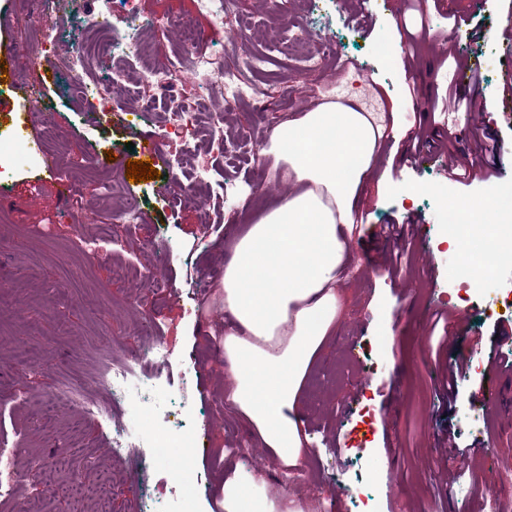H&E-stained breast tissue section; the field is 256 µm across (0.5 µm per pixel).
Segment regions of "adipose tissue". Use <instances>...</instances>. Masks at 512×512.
<instances>
[{"mask_svg":"<svg viewBox=\"0 0 512 512\" xmlns=\"http://www.w3.org/2000/svg\"><path fill=\"white\" fill-rule=\"evenodd\" d=\"M385 135L383 113L335 101L291 114L261 152L289 191L232 241L224 265L225 401L289 467L306 454L297 396L336 326L347 234ZM490 237L512 250V228L500 224L460 225L451 243L470 264Z\"/></svg>","mask_w":512,"mask_h":512,"instance_id":"obj_1","label":"adipose tissue"}]
</instances>
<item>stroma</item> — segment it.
Segmentation results:
<instances>
[{
	"instance_id": "stroma-1",
	"label": "stroma",
	"mask_w": 512,
	"mask_h": 512,
	"mask_svg": "<svg viewBox=\"0 0 512 512\" xmlns=\"http://www.w3.org/2000/svg\"><path fill=\"white\" fill-rule=\"evenodd\" d=\"M195 0H141L144 15L165 14L174 25L149 34L158 61L190 66V43L181 26L207 31L217 57L261 54L268 63L255 79L261 103L231 110L235 131L268 140L289 113L306 112L334 86L341 99L393 115L403 134L420 131L440 139L448 128L465 137L495 140L486 157L494 177L450 180V157L441 150L419 161L400 162L403 144L386 141L371 179L361 190L362 220L350 243L352 261L342 285L336 331L311 361L299 391L298 412L308 435L301 468L287 469L244 418L226 406L224 296L218 276L226 248L251 221L285 194L262 158L214 157L210 184L169 199L168 165L157 178L132 182L126 164L141 159L143 141L99 113L90 121L81 99L63 101L58 68L76 50L73 40L46 42L41 18L22 0H0V76L10 88L0 102V129L25 120L41 145L59 151L62 168L82 196L81 206L57 200L58 177L17 145L16 168L0 184V392L21 402L0 406V444H21L25 456L42 462L39 479L25 481L0 512H139L142 486L128 458L114 455L111 434L55 396L61 383L93 391L104 350L123 357L151 342L163 344L173 364L162 374L155 399L170 411L166 433L190 450L184 468L157 456L154 478L162 492L177 490L171 512H223L226 478L254 477L256 489L274 501L288 494L304 512H355L346 491L365 496V512H482L490 499L512 502V340L500 329L512 325L503 299L512 285L488 280L468 291L464 325L448 335L443 307L461 286L460 258L441 224L450 204L495 200L512 184V42L502 35L506 0H444L420 13L405 0H238L237 17L212 30ZM308 35L297 44V29ZM32 42L43 57L37 71L19 66L16 55ZM335 46L334 63L317 72L298 69L297 59L323 43ZM390 55L378 57L380 43ZM455 47L480 82L457 84L475 99L472 116L436 112L451 71L444 52ZM372 81L360 87L358 71ZM41 81L57 100L48 140L42 115L22 89ZM117 184L111 200L99 187ZM134 200L139 224L113 220L112 208ZM416 219L407 244L388 238L391 224ZM108 224L127 250L134 276L117 275L109 254L87 248L95 225ZM401 254L399 270L387 258ZM457 374L456 394L440 380ZM246 443L252 461L243 465L225 446ZM478 447L480 455H454ZM121 476L111 490L113 476Z\"/></svg>"
}]
</instances>
